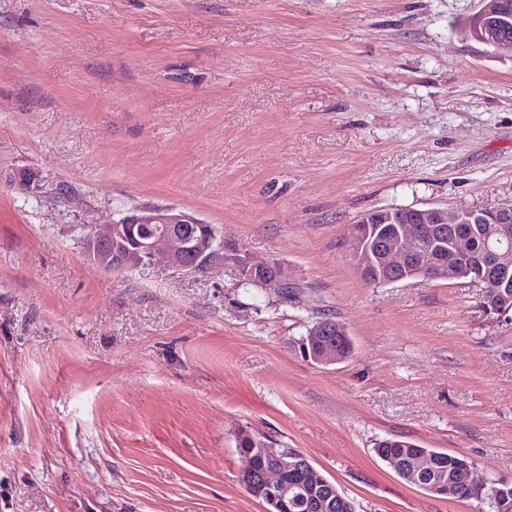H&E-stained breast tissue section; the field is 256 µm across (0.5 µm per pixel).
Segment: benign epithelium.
<instances>
[{
    "label": "benign epithelium",
    "mask_w": 512,
    "mask_h": 512,
    "mask_svg": "<svg viewBox=\"0 0 512 512\" xmlns=\"http://www.w3.org/2000/svg\"><path fill=\"white\" fill-rule=\"evenodd\" d=\"M512 23L505 0H479L478 10L465 25L470 39L495 50L512 52V38L502 30ZM512 206L494 210L457 207H427L411 209L410 218L399 221L390 208L377 209L356 228H351L349 254L361 276L377 285H393L415 280H428L435 274L439 280H457L480 288L485 296L494 288H512V224L509 215ZM155 224L158 233L149 239H139L135 230L139 225ZM448 224H491L492 236L499 243L489 250L488 268L463 264L465 240L459 236L448 238ZM110 240L123 237L132 242L119 258L122 266L134 269L148 267L160 259L176 271L198 273L232 261L244 283H255L263 288L280 289L288 283L286 270L274 261L255 258L232 241L221 230L192 213L177 207H140L112 225L98 226L88 234L89 256L100 267L111 255L101 253L104 236ZM479 317L491 323H512V296L502 295L496 308H478ZM305 356L320 364H334L340 357L333 347L311 351ZM251 455L263 461L259 485L266 502L274 512H288L292 491L282 479L285 471L298 464V457L286 448L267 444L251 449ZM406 467L411 478L430 485L431 492L444 495L457 492L455 481H432L431 460L425 455L412 458Z\"/></svg>",
    "instance_id": "1"
}]
</instances>
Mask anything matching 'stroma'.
Masks as SVG:
<instances>
[{
    "mask_svg": "<svg viewBox=\"0 0 512 512\" xmlns=\"http://www.w3.org/2000/svg\"><path fill=\"white\" fill-rule=\"evenodd\" d=\"M477 8L0 0V512H265L241 428L356 512H490L374 444L512 478V324L477 321L474 286L370 283L348 248L375 209L512 205V55L465 35ZM146 206L276 260L288 294L229 261L93 264L87 229ZM323 317L353 341L342 362L300 352ZM375 454L382 460L391 458L395 463H405L403 467H407L411 472V478L416 482L420 481L424 484L432 482V468L431 460L434 462V478L444 479V481L434 482L432 485H427L432 493L438 495L448 494V491L457 493L459 497L470 499L474 498V491L471 489L482 491L486 486L474 478L471 468L465 473V479L459 478L458 491L457 484L454 480L448 479V476L454 475L458 469H461L465 464H469L465 459L456 455L449 454L443 451H437L431 448H422L419 445L405 440L397 439H384L376 443L374 448ZM427 454L430 457H427ZM419 455V456H417ZM418 480V481H417Z\"/></svg>",
    "mask_w": 512,
    "mask_h": 512,
    "instance_id": "obj_1",
    "label": "stroma"
}]
</instances>
